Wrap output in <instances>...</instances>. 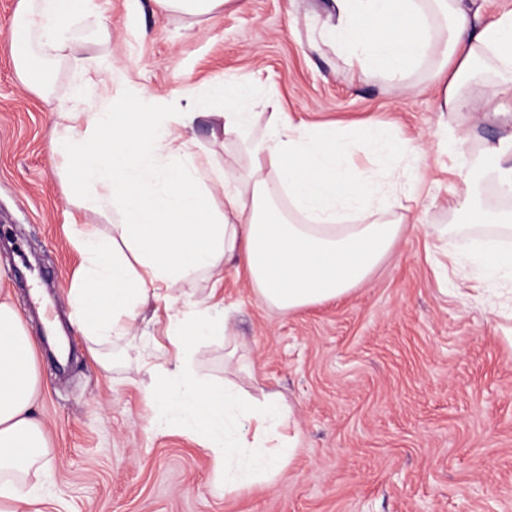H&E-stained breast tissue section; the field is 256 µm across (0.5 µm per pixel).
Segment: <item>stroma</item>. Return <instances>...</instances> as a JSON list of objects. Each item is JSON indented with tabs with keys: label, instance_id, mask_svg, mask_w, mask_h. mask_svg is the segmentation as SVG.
I'll return each mask as SVG.
<instances>
[{
	"label": "stroma",
	"instance_id": "1",
	"mask_svg": "<svg viewBox=\"0 0 512 512\" xmlns=\"http://www.w3.org/2000/svg\"><path fill=\"white\" fill-rule=\"evenodd\" d=\"M19 3L0 0V298L39 342L37 414L56 458V500L44 512H512V308L460 294L475 285L503 293L512 280L488 276L465 251L493 226L450 209L461 188L456 154L472 158L511 133L512 99L506 114H487L493 86L475 85L449 143L429 66L407 88L378 74L359 81L349 45L309 48L331 0H227L203 16L156 0H96V12L70 21L84 65L57 63L37 93L10 49ZM106 62L155 95L154 111L195 107L188 151L219 164L234 148L214 137L211 115L224 105L205 92L225 80L294 122L356 136L392 126L427 153L392 254L343 298L279 315L225 267L218 288L233 315L235 365L224 366L223 339H204L191 370L206 385L278 393L300 429L284 472L240 495L217 490L188 427L151 424L147 366L173 358L165 308L98 347L68 324L82 265L70 222L109 238L121 216L75 206L52 127L69 125L60 103Z\"/></svg>",
	"mask_w": 512,
	"mask_h": 512
}]
</instances>
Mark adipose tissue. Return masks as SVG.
I'll return each mask as SVG.
<instances>
[{"instance_id": "adipose-tissue-1", "label": "adipose tissue", "mask_w": 512, "mask_h": 512, "mask_svg": "<svg viewBox=\"0 0 512 512\" xmlns=\"http://www.w3.org/2000/svg\"><path fill=\"white\" fill-rule=\"evenodd\" d=\"M95 9V0H20L10 40L20 74L41 88L44 72L69 59L75 41L69 19ZM347 43L352 76L382 74L405 84L433 55L442 61L440 112L453 116L471 104L478 62L512 74V15L481 24L465 0H332V11L310 45ZM97 92L77 84V112L57 130L54 153L75 172L81 203L118 210L117 238L72 227V243L83 256L70 290L74 323L94 345L129 336L144 310L164 303L165 334L176 350L173 368L157 371L149 390L152 424L172 425L166 384L183 387L182 409L214 462L218 487L250 489L274 481L296 452L292 411L274 394L253 400L232 383L201 389L187 357L196 341L231 334L230 315L212 298L181 309L175 294L187 274L206 271L221 281L235 262L257 298L282 313L333 301L366 282L391 253L403 215H385L395 195L413 199L415 175L425 154L412 140L367 125L362 143L332 128L293 123L272 113L256 129L258 99L245 86L221 92L226 111L212 118L225 138L237 141L243 161L217 168L209 159L184 156L159 181L144 171L163 154H183L196 111L134 112L146 92L115 66L97 73ZM384 156L377 168L354 163L357 147ZM496 181L512 194V134L485 148L481 163L462 176V207L477 223H496L497 236L483 239L479 259L491 274L512 277V251L496 239L512 237V211L490 213L483 185ZM221 188L223 208L212 204ZM39 390L36 342L14 304L0 300V512H42L54 459L36 417Z\"/></svg>"}]
</instances>
